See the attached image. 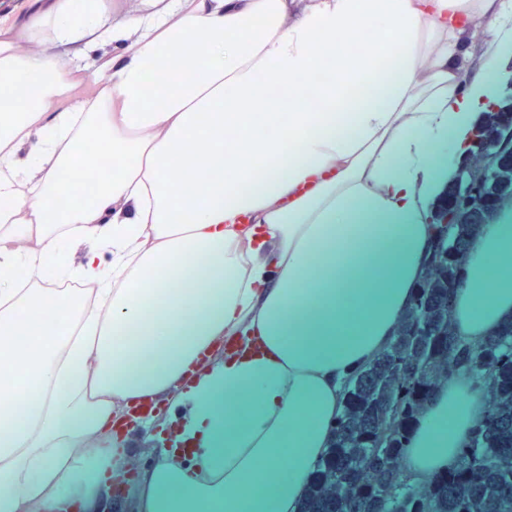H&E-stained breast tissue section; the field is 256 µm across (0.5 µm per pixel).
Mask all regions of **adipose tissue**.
I'll return each mask as SVG.
<instances>
[{
	"mask_svg": "<svg viewBox=\"0 0 512 512\" xmlns=\"http://www.w3.org/2000/svg\"><path fill=\"white\" fill-rule=\"evenodd\" d=\"M94 47L113 50L96 68ZM507 56L512 0H140L121 23L104 0H44L0 19V512H109L140 431L126 414L166 400L183 411L130 489L138 512H301ZM93 143L112 173L60 210ZM509 320L511 201L451 299L463 347ZM486 411L484 383L450 373L403 475L456 467Z\"/></svg>",
	"mask_w": 512,
	"mask_h": 512,
	"instance_id": "ef3b65f1",
	"label": "adipose tissue"
}]
</instances>
